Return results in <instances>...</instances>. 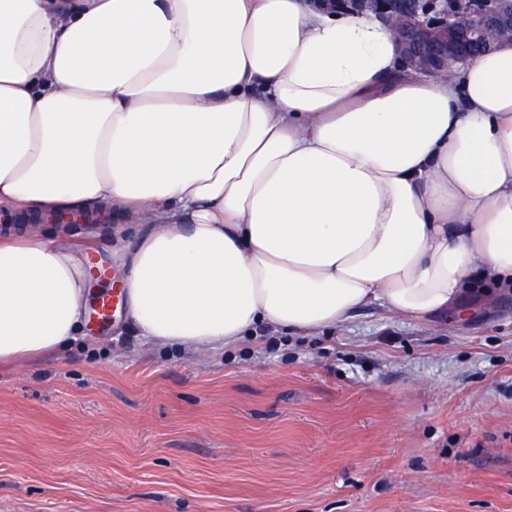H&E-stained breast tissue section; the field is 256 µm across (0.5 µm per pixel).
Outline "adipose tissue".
<instances>
[{
	"label": "adipose tissue",
	"instance_id": "obj_1",
	"mask_svg": "<svg viewBox=\"0 0 512 512\" xmlns=\"http://www.w3.org/2000/svg\"><path fill=\"white\" fill-rule=\"evenodd\" d=\"M310 0H0V206L112 210L124 319L203 355L512 288V41L428 76ZM63 228L0 239V364L83 335Z\"/></svg>",
	"mask_w": 512,
	"mask_h": 512
}]
</instances>
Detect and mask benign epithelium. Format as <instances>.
I'll return each instance as SVG.
<instances>
[{"instance_id":"1","label":"benign epithelium","mask_w":512,"mask_h":512,"mask_svg":"<svg viewBox=\"0 0 512 512\" xmlns=\"http://www.w3.org/2000/svg\"><path fill=\"white\" fill-rule=\"evenodd\" d=\"M314 6H331L358 12L367 9L401 29L403 55L412 69L435 73V68L453 58L457 63L476 60L472 43L486 31H495L512 41V6L503 0H423L401 15H395L392 0H311Z\"/></svg>"}]
</instances>
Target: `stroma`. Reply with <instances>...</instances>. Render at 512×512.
Returning <instances> with one entry per match:
<instances>
[{
  "mask_svg": "<svg viewBox=\"0 0 512 512\" xmlns=\"http://www.w3.org/2000/svg\"><path fill=\"white\" fill-rule=\"evenodd\" d=\"M206 359L86 323L0 366V512H512V289Z\"/></svg>",
  "mask_w": 512,
  "mask_h": 512,
  "instance_id": "obj_1",
  "label": "stroma"
}]
</instances>
